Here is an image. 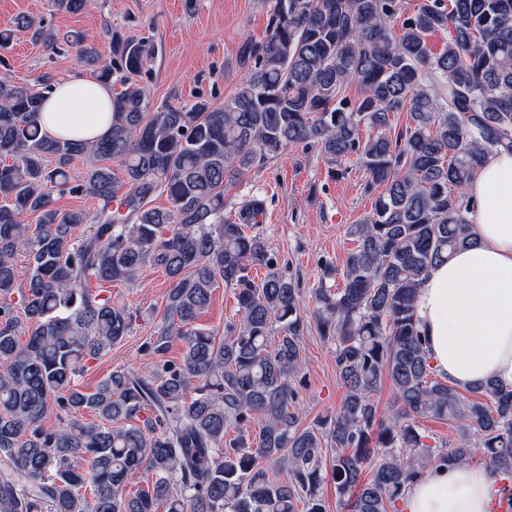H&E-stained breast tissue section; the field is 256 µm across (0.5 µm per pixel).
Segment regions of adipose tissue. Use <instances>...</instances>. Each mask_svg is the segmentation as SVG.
Here are the masks:
<instances>
[{
	"label": "adipose tissue",
	"instance_id": "ef3b65f1",
	"mask_svg": "<svg viewBox=\"0 0 512 512\" xmlns=\"http://www.w3.org/2000/svg\"><path fill=\"white\" fill-rule=\"evenodd\" d=\"M40 126L49 138L96 141L112 126V91L82 74L58 80ZM466 192L470 246L431 266L418 290L416 315L430 363L464 390L486 380L512 389V153L487 156ZM498 479L486 464L433 462L406 488L399 512H491Z\"/></svg>",
	"mask_w": 512,
	"mask_h": 512
}]
</instances>
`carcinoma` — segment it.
I'll return each mask as SVG.
<instances>
[{
  "label": "carcinoma",
  "mask_w": 512,
  "mask_h": 512,
  "mask_svg": "<svg viewBox=\"0 0 512 512\" xmlns=\"http://www.w3.org/2000/svg\"><path fill=\"white\" fill-rule=\"evenodd\" d=\"M52 6L77 14L87 0ZM27 31L54 48L56 33L21 15L0 29V49ZM436 31L448 32L439 53L427 43ZM68 42L103 84L139 74L151 55L117 31L108 62L81 36ZM239 57L246 74L222 107L155 108L126 83L96 143L41 133L50 80L0 77V512H326L328 478L345 512H397L419 471L465 464L475 446L512 481V390L488 381L473 400L439 379L415 310L427 269L471 241L467 184L489 154L512 151V0H419L408 14L402 0H271L265 38L245 40ZM311 142L333 176L353 157L382 192L350 225L356 248L342 270L324 268L314 289L345 394L303 428L299 288L257 230L263 200L229 221L224 187ZM76 160L86 162L79 176ZM57 195L98 208H60ZM159 196L167 206L152 205ZM147 266L170 281L146 346L156 365L115 369L83 391L77 378L135 319L89 281L133 283ZM221 282L241 316L220 335L198 319ZM175 337L185 346L177 362L166 358ZM386 379L397 406L383 419L373 395ZM53 408L68 422L45 425ZM84 413L93 420L73 419ZM423 417L455 424L457 440L433 449ZM263 460L288 480L270 479ZM139 472L147 487L132 491Z\"/></svg>",
  "instance_id": "carcinoma-1"
}]
</instances>
